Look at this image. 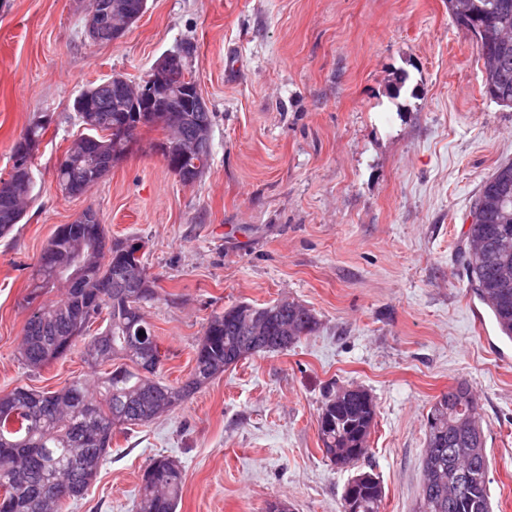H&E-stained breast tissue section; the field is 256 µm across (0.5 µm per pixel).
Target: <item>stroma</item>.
<instances>
[{"label": "stroma", "mask_w": 512, "mask_h": 512, "mask_svg": "<svg viewBox=\"0 0 512 512\" xmlns=\"http://www.w3.org/2000/svg\"><path fill=\"white\" fill-rule=\"evenodd\" d=\"M87 10L0 0V176L33 119L51 118L33 200L0 238V393L93 376L79 344L36 372L18 354L38 260L89 208L110 237L146 243L161 381L187 380L208 319L238 303L285 296L319 328L114 433L68 512H134L160 455L185 472L177 512H265L279 498L341 512L355 470L325 457L317 423L333 383L375 399L358 468L378 477L383 512H416L426 416L461 381L480 401L493 512H512V340L464 273L475 195L512 161V108L485 95L479 47L447 0H147L109 44L88 38ZM187 41L214 114L208 170L181 182L144 127L87 193L63 196L56 168L84 133L75 99L114 74L141 80Z\"/></svg>", "instance_id": "obj_1"}]
</instances>
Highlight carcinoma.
<instances>
[{
    "mask_svg": "<svg viewBox=\"0 0 512 512\" xmlns=\"http://www.w3.org/2000/svg\"><path fill=\"white\" fill-rule=\"evenodd\" d=\"M476 20L488 21L504 33L495 61L484 60V93L498 104L512 107V0H466ZM100 111L85 120L89 134L81 137L90 150L107 147L100 176L110 172L108 164L123 158L131 149L130 134L110 127L128 123L140 129L156 128L163 137L180 135L195 138L198 119L213 123L212 112L114 111L112 85L102 80L88 86ZM49 126L40 116L23 133L24 143L14 144L12 159H25L33 166L35 151ZM211 141L191 152L184 168L190 173L209 168ZM57 182L66 197L90 190L74 174L73 164H59ZM34 179L23 175L0 188V238L8 237L24 214L11 211L18 195L31 197ZM475 250L468 253L467 275L479 298L491 309L504 336L512 339V162L501 163L482 181L477 191L472 222L467 232ZM120 239L107 237L95 210L88 208L82 218L54 233L44 254L60 259L81 257L77 268L78 286L66 289L62 298L36 303L38 297L63 284L68 275H55L45 259H40L32 275L26 297L31 314L24 327L22 363L37 370L65 356L78 339L86 336L85 362L96 367L113 364L93 393L77 379L55 391H35L26 386L0 394L12 405L0 410V490L7 503L0 512H61L65 502L42 496L45 483L54 478L67 481L78 497H83L96 478L115 431L143 426L173 409L212 379L253 353L250 337L268 338L269 352L284 351L301 337L314 332L318 319L312 310L286 297L262 305H252L251 316L261 322L254 327L241 319L232 306L214 313L195 347V366L190 377L178 386L155 378L148 367L147 352L132 341L139 327L154 335L144 314L145 305L157 299L155 281L146 278L132 283L125 277L133 253L115 247ZM105 323L90 334L96 321ZM376 404L365 389L336 398L328 390L318 420L319 439L325 456L337 465L349 461L357 465L365 454L374 427ZM426 449L422 458V483L417 512H493L487 486L489 459L486 435L478 412V400L465 383L441 394L427 416ZM184 485L183 468L166 457L154 459L144 470L135 512H176ZM359 512H381L383 489L378 478L361 472L353 483Z\"/></svg>",
    "mask_w": 512,
    "mask_h": 512,
    "instance_id": "1",
    "label": "carcinoma"
}]
</instances>
